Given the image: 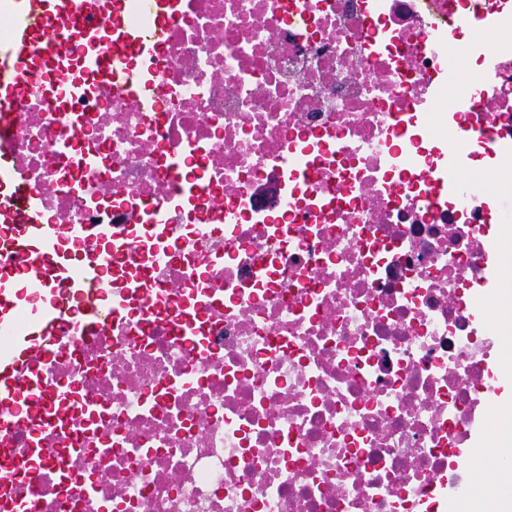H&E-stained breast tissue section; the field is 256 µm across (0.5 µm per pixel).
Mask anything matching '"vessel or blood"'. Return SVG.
Here are the masks:
<instances>
[{"label": "vessel or blood", "instance_id": "1", "mask_svg": "<svg viewBox=\"0 0 512 512\" xmlns=\"http://www.w3.org/2000/svg\"><path fill=\"white\" fill-rule=\"evenodd\" d=\"M53 0H17L16 13L1 20L9 31V39L0 42V181L8 191V200L0 204V223L9 225L12 245L20 258L19 271L41 287L47 301L33 315H24L15 289L0 280V326H14L5 349L0 350V484L6 485L30 476V462L46 461L48 450L39 436H31L27 445L28 463H13L6 444L30 408H37L42 420H56V404L73 397L69 386H45L42 370L60 347L57 334L64 315V302L57 297L46 278L47 269L76 288L81 301L79 319L83 330L97 333L112 317L102 308L99 291L105 286V270L110 253L88 251L70 253L58 249L53 225L40 221L41 197L24 176L13 153L5 146L18 103L21 79L19 63L27 57L34 39H42L53 65H61L67 53L56 40L48 20ZM86 31L98 33L106 47L90 54L85 64L96 74L129 89L141 108H148L154 92L152 83L125 74L121 59L127 49L148 50L162 37L159 29L142 28L127 23L110 28L100 23L85 22Z\"/></svg>", "mask_w": 512, "mask_h": 512}]
</instances>
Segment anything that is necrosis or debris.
Segmentation results:
<instances>
[{
    "mask_svg": "<svg viewBox=\"0 0 512 512\" xmlns=\"http://www.w3.org/2000/svg\"><path fill=\"white\" fill-rule=\"evenodd\" d=\"M78 6L165 35L125 55L156 88L149 112L83 69L79 30L58 75L83 89L79 125L46 89L45 45L20 63L8 146L63 249L111 219L112 319L93 338L66 324L47 382L76 396L62 424L28 421L13 443L40 432L58 463L14 496L32 512H457L473 496L464 450L492 430L512 446V419L491 416L512 357L474 292L512 215L481 184L449 190L433 124L476 131L461 160L512 182V44L461 38L478 18L512 30V0H177L149 15L57 0L55 22ZM452 82L464 93L431 116Z\"/></svg>",
    "mask_w": 512,
    "mask_h": 512,
    "instance_id": "4bbe7bcc",
    "label": "necrosis or debris"
}]
</instances>
